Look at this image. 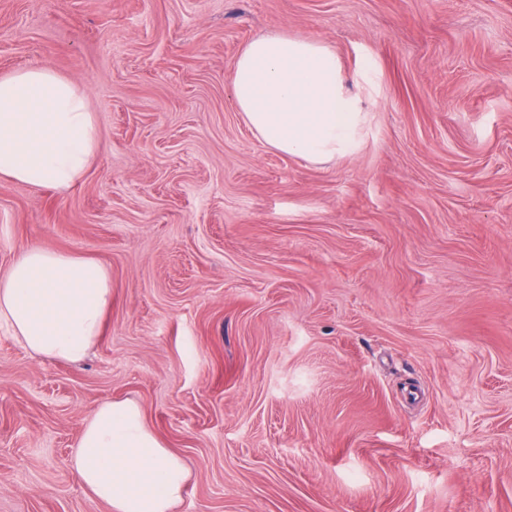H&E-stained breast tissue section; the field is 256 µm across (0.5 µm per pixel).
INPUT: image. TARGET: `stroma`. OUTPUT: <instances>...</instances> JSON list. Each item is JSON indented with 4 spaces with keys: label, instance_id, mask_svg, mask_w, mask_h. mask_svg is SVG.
I'll use <instances>...</instances> for the list:
<instances>
[{
    "label": "stroma",
    "instance_id": "1",
    "mask_svg": "<svg viewBox=\"0 0 512 512\" xmlns=\"http://www.w3.org/2000/svg\"><path fill=\"white\" fill-rule=\"evenodd\" d=\"M333 47L369 102L328 165L276 153L230 76L255 37ZM48 67L101 133L83 180H0V270L94 259L88 356L0 327V512H107L71 468L138 402L177 512H512V0H0V76Z\"/></svg>",
    "mask_w": 512,
    "mask_h": 512
}]
</instances>
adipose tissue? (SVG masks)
<instances>
[{
  "mask_svg": "<svg viewBox=\"0 0 512 512\" xmlns=\"http://www.w3.org/2000/svg\"><path fill=\"white\" fill-rule=\"evenodd\" d=\"M232 98L275 152L325 165L357 151L368 123L335 50L310 39L260 36L238 53ZM101 135L86 94L47 68L0 76V178L66 190L94 163ZM112 305L108 269L43 247L0 270V325L26 350L77 363L98 342ZM71 469L108 512H176L188 472L134 402L104 401L87 416Z\"/></svg>",
  "mask_w": 512,
  "mask_h": 512,
  "instance_id": "adipose-tissue-1",
  "label": "adipose tissue"
}]
</instances>
